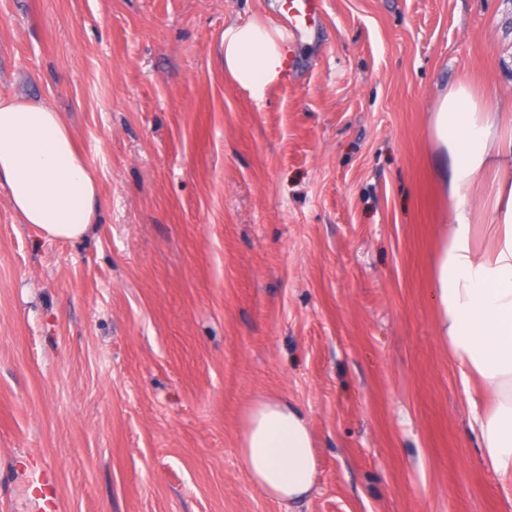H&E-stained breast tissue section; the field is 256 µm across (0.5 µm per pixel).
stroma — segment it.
<instances>
[{"label":"stroma","mask_w":512,"mask_h":512,"mask_svg":"<svg viewBox=\"0 0 512 512\" xmlns=\"http://www.w3.org/2000/svg\"><path fill=\"white\" fill-rule=\"evenodd\" d=\"M281 0H0V96L64 112L97 170L86 235L0 188V512H512L434 279L432 114L512 108V0H325L262 99L215 52ZM306 414L291 504L245 475L249 408Z\"/></svg>","instance_id":"obj_1"}]
</instances>
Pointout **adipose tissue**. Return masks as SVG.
I'll return each mask as SVG.
<instances>
[{"label":"adipose tissue","mask_w":512,"mask_h":512,"mask_svg":"<svg viewBox=\"0 0 512 512\" xmlns=\"http://www.w3.org/2000/svg\"><path fill=\"white\" fill-rule=\"evenodd\" d=\"M288 40L277 26L228 25L219 43L225 74L263 98L285 69ZM433 128L448 158L451 202L435 280L439 334L468 386L484 461L512 482V114L486 110L472 85L460 81L442 96ZM490 170L498 222L488 230L471 220V188ZM0 185L21 223L50 239L81 238L100 205L94 166L61 113L43 103L0 97ZM239 453L252 482L272 499L292 503L315 485L307 418L288 400L267 398L250 408Z\"/></svg>","instance_id":"obj_1"}]
</instances>
